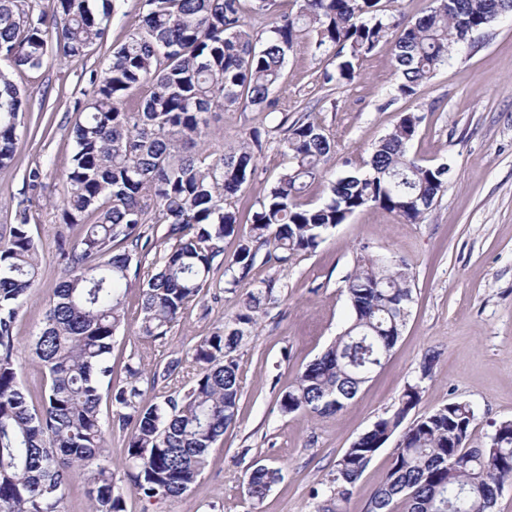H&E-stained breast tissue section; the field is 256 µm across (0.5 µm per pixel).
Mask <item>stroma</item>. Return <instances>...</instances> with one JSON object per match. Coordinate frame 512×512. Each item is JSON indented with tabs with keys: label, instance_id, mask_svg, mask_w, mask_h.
Masks as SVG:
<instances>
[{
	"label": "stroma",
	"instance_id": "stroma-1",
	"mask_svg": "<svg viewBox=\"0 0 512 512\" xmlns=\"http://www.w3.org/2000/svg\"><path fill=\"white\" fill-rule=\"evenodd\" d=\"M112 2L106 40L87 55L65 56L51 35L40 68L15 71L0 59V71L9 73L26 97L14 160L0 168V233L24 212L38 242L40 275L15 324L20 381L35 396L45 374L31 343L66 275L58 262V240L79 235L63 223L61 211L64 172L75 150L73 126L103 77L112 48L146 13L145 0ZM328 63L312 38H300L288 54L279 96L287 109L305 107L309 120L330 134L335 153L327 164L329 176L364 168L373 145L401 113L415 112L422 121L410 152L426 164H447L445 189L420 223L367 208L330 230L314 251L285 263L257 255L249 275L230 290L222 265L238 240L225 238L224 257L215 260L200 300L156 340L142 337L140 290L130 289L125 320L112 344L113 378L125 380L127 366L141 368L139 386L149 399L188 388L199 371L192 347L241 311L249 293L266 289L270 296L236 353L238 421L211 449L189 492L165 501L135 494L124 467L128 433L116 427L108 434L113 483L126 512H320L326 501L321 490L337 460L379 418L393 414L404 389L415 383L422 392L412 417L450 402L470 404L476 414L473 444H485L496 425L512 420V14L461 44L411 96L395 93L399 78L390 46L361 59L349 83L323 84ZM280 120V114L250 106L216 111L205 136L184 147L188 155L227 153L260 133L264 149L256 173L235 199L243 219L288 165ZM367 254L405 260L413 273V300L401 337L342 412L324 418L282 413L280 392L341 332L349 316L344 278ZM430 353L436 359L425 376L421 364ZM175 360L177 375L153 381L155 367ZM396 444L389 439L373 457L346 512H367ZM258 462L281 468L282 478L257 503L245 481Z\"/></svg>",
	"mask_w": 512,
	"mask_h": 512
}]
</instances>
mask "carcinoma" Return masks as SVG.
Returning a JSON list of instances; mask_svg holds the SVG:
<instances>
[{"label":"carcinoma","mask_w":512,"mask_h":512,"mask_svg":"<svg viewBox=\"0 0 512 512\" xmlns=\"http://www.w3.org/2000/svg\"><path fill=\"white\" fill-rule=\"evenodd\" d=\"M277 0H146L137 31L112 51L92 92L88 112L75 123V153L65 172L64 223L80 229L74 243L61 240L58 284L33 353L46 374L40 404L29 400L19 378L15 322L38 275V247L27 219L0 237V512H63L76 473L87 475L92 512H125L105 464L112 425L131 428L125 466L132 489L147 499L178 498L196 484L211 448L236 421L240 400L234 353L266 300L249 295L244 311L202 339L192 359L199 371L184 392L147 403L141 371L112 379V339L125 318L134 256L156 243L143 227L163 220L168 253L161 269L141 287V331L165 336L196 300L213 274L224 239L240 236L224 262L225 283L237 285L258 252L284 263L311 252L327 233L368 207L416 224L444 190L448 169L424 165L409 152L422 117L404 112L374 146L372 174L348 172L329 183V201L301 202L309 182L322 176L332 139L305 116L282 117L288 168L265 190L239 235L237 212L226 208L254 176L263 141L255 135L239 151L194 157L180 143L198 138L208 114L242 104L281 113L276 89L288 53L302 33L315 49L337 60L323 82H350L358 62L393 42L401 81L396 92L415 94L455 47L512 13V0H434L428 14L401 30L385 19L382 0H303L300 14L276 13ZM273 16L262 30L246 12ZM111 14L94 12L88 0H55L54 29L67 55L84 56L106 38ZM46 17L33 0H0V58L17 70L37 69L46 55ZM143 84L151 94L126 110L129 91ZM20 88L0 71V167L15 155ZM408 264L358 259L344 279L350 316L327 349L280 393V408L315 416L341 412L390 354L406 325L413 300ZM115 407L101 416L102 397ZM421 399L405 388L397 410L361 434L336 462L324 493L343 512L375 454L401 432L391 466L367 512H495L512 486V420L498 424L489 443L472 447L476 420L467 403L450 402L401 428ZM282 470L253 468L247 490L261 501Z\"/></svg>","instance_id":"carcinoma-1"}]
</instances>
